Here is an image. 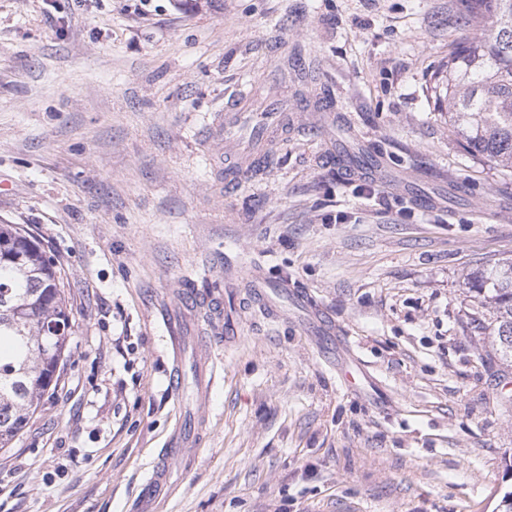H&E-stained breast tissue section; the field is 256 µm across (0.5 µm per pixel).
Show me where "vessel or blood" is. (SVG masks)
I'll return each instance as SVG.
<instances>
[{"instance_id": "vessel-or-blood-1", "label": "vessel or blood", "mask_w": 512, "mask_h": 512, "mask_svg": "<svg viewBox=\"0 0 512 512\" xmlns=\"http://www.w3.org/2000/svg\"><path fill=\"white\" fill-rule=\"evenodd\" d=\"M284 114L279 100H269L265 109L259 113L249 110L248 101H240L215 113L209 126L208 136L216 148H223L225 139L239 137V144L229 148V156L233 160V174L243 177L249 171L254 160L259 158L275 141ZM257 288L270 290L276 296L289 295L287 287L268 286L262 278H255ZM292 296V295H289ZM296 306L305 317L312 334L317 336H332L336 333L335 324L325 316L318 314L313 308L307 295L292 296ZM210 304L213 309H222L221 298L213 297L203 300L199 295L187 294L181 308L169 306L160 308L159 314L168 332V339L174 353H181L186 344H193L196 352V389L200 395H207L211 390L216 373L217 359L210 341L198 339L189 340L184 329L188 320L189 310ZM201 441L199 430H175L167 443V450L152 467L147 476L140 498L136 504L138 512H156L157 502L169 483V462L171 459L186 454L188 449L197 447Z\"/></svg>"}]
</instances>
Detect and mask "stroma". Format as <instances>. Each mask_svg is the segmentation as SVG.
<instances>
[{
	"mask_svg": "<svg viewBox=\"0 0 512 512\" xmlns=\"http://www.w3.org/2000/svg\"><path fill=\"white\" fill-rule=\"evenodd\" d=\"M458 0H0V221L60 262L72 354L13 448L0 512H133L178 426L161 512H495L512 368L468 279L512 261V172L466 154L435 76L483 37ZM285 98L238 186L225 102ZM311 297L336 356L250 271ZM222 292L215 384L182 394L160 302Z\"/></svg>",
	"mask_w": 512,
	"mask_h": 512,
	"instance_id": "stroma-1",
	"label": "stroma"
}]
</instances>
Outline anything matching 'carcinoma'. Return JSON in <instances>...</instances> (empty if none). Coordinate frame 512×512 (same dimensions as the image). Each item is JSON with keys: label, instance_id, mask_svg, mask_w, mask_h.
<instances>
[{"label": "carcinoma", "instance_id": "1", "mask_svg": "<svg viewBox=\"0 0 512 512\" xmlns=\"http://www.w3.org/2000/svg\"><path fill=\"white\" fill-rule=\"evenodd\" d=\"M488 24L461 45L441 80L448 128L474 156L512 171V0H462ZM0 449L12 446L58 384L71 355V312L60 268L17 224H0ZM470 289L492 315L495 352L512 365V261L476 273Z\"/></svg>", "mask_w": 512, "mask_h": 512}]
</instances>
